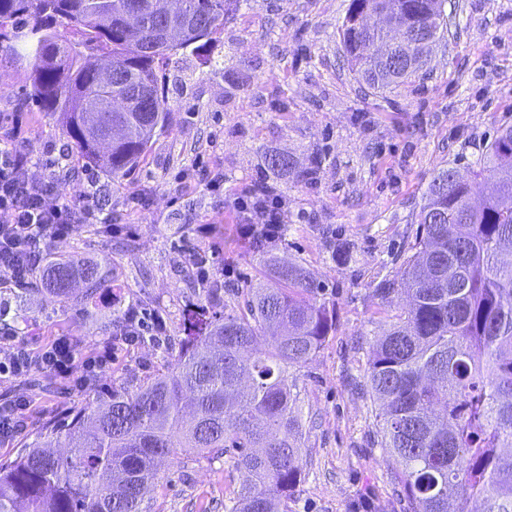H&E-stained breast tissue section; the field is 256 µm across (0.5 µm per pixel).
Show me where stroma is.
Instances as JSON below:
<instances>
[{
    "mask_svg": "<svg viewBox=\"0 0 512 512\" xmlns=\"http://www.w3.org/2000/svg\"><path fill=\"white\" fill-rule=\"evenodd\" d=\"M349 0H248L215 35L210 56L178 54L166 71L170 129L153 139L122 183L71 159L61 200L94 180L100 199L126 229L77 227L69 246L108 278L91 298L66 304L48 291L0 288V337L38 347L55 336L80 353L111 339L115 317L136 305L166 321L164 344L177 354L183 315L203 299L192 249L214 253L218 287L246 285L264 256L243 238L233 211L189 181L195 168L226 179L228 192L250 187L267 152L294 155L298 168L266 180L288 203L290 232L279 255L325 286L336 332L291 369L303 405L304 479L288 512H410L393 460L380 445L365 383L371 343L394 321L405 297L385 303L379 281L394 277L414 240L413 216L436 166L465 170L498 127L512 125V0H451L453 19L427 71L414 84L377 95L350 71L337 28ZM27 58L0 47V114L17 113L18 137L0 145L38 158L68 152L56 114L25 103ZM312 176H305V169ZM147 201L134 205L132 196ZM163 366L150 345L119 349L99 393L133 387ZM0 374V402L24 395L28 424L0 444L15 460L46 424L62 426L72 407L92 399L70 380ZM243 479L229 454L183 451L161 464L145 500L151 512H224Z\"/></svg>",
    "mask_w": 512,
    "mask_h": 512,
    "instance_id": "1",
    "label": "stroma"
}]
</instances>
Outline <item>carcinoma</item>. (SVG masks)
<instances>
[{"label":"carcinoma","mask_w":512,"mask_h":512,"mask_svg":"<svg viewBox=\"0 0 512 512\" xmlns=\"http://www.w3.org/2000/svg\"><path fill=\"white\" fill-rule=\"evenodd\" d=\"M0 0V44L24 21L35 41L25 98L56 112L72 154L121 181L152 139L169 130L160 64L199 54L247 0ZM445 0H350L338 29L352 71L372 90L408 85L427 70L448 22ZM106 59L119 79L103 74ZM274 173L288 154L263 155ZM490 192L475 202L471 186ZM448 184L434 170L415 215L399 277L385 301L409 306L372 345L367 384L382 447L400 469L411 512H512V126L485 143L470 179ZM51 253L33 281L64 303L72 284L101 288L94 264ZM267 277L246 288L244 307L185 317L174 367L69 411L65 433L30 443L0 463V512H147L144 491L158 461L184 448L228 449L245 481L227 512H280L302 481V409L288 370L336 332L319 300L323 285L300 264L270 254ZM66 444L71 454L50 447Z\"/></svg>","instance_id":"obj_1"}]
</instances>
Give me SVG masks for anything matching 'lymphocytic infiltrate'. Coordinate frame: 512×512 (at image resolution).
I'll list each match as a JSON object with an SVG mask.
<instances>
[{"label": "lymphocytic infiltrate", "mask_w": 512, "mask_h": 512, "mask_svg": "<svg viewBox=\"0 0 512 512\" xmlns=\"http://www.w3.org/2000/svg\"><path fill=\"white\" fill-rule=\"evenodd\" d=\"M31 156L14 148H0V273L9 284L19 286L31 276L34 264L46 257L52 245L68 240L76 226L112 224L94 186H87L78 200L59 199L61 180L53 175L40 180L30 175ZM206 187L215 196H227L237 212L244 237L263 232L274 239L285 202L277 193L246 189L225 194L223 176L211 178ZM114 344L107 342L90 353L79 354L75 343L64 336L44 343L39 350L8 344L0 354V373L14 376L45 371L73 378L81 390L94 387L101 373L112 363Z\"/></svg>", "instance_id": "f902f5d3"}]
</instances>
